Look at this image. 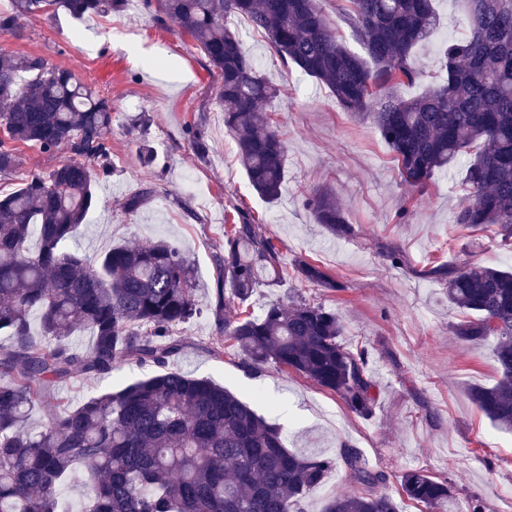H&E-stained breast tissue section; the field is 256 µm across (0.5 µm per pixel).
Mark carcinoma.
<instances>
[{"label": "carcinoma", "mask_w": 512, "mask_h": 512, "mask_svg": "<svg viewBox=\"0 0 512 512\" xmlns=\"http://www.w3.org/2000/svg\"><path fill=\"white\" fill-rule=\"evenodd\" d=\"M343 19L364 54L330 30L319 0H143L190 35L218 74L224 127L237 143L251 188L267 203L285 182L286 145L265 105L277 87L260 74L235 25L244 19L285 65L325 86L346 112L371 118L400 176L424 194L433 175L463 152L473 155L456 223L497 227L512 245V0H460L465 32L448 39L440 71L420 95L397 89L425 77L416 50L440 23L435 0H348ZM0 31L18 34L21 19L63 11L75 19L119 11L126 0H8ZM112 101L40 56L0 52V175L18 165L15 144L70 159L33 174L0 195V512H72L60 487L89 489L79 512H305L306 495L343 463L355 490L323 512H401L378 489L387 477L355 448L305 456L286 447L282 429L208 378L168 368L182 349L173 330L200 314L193 268L174 242L118 245L91 260L73 247L96 203L95 182L112 174L107 139ZM96 160L100 173L84 160ZM335 235L353 233L336 195L307 202ZM210 310L224 345L255 366L300 374L336 394L355 414L376 404L365 346L342 341L336 312L299 298L247 311L257 288L280 275L281 256L244 213L224 225V253ZM298 276L334 291L336 281L300 260ZM448 302L471 315L454 336L477 344L493 336L499 380L475 387L478 409L512 430V270L438 264ZM37 319L40 333L32 331ZM496 325L490 332L489 325ZM87 330L92 343L69 341ZM133 358L157 371L117 392L90 396L75 408H49L37 429L24 427L42 405L46 383L75 374L105 378ZM400 496L425 512H448V482L420 470L402 475Z\"/></svg>", "instance_id": "1"}]
</instances>
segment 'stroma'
<instances>
[{
    "mask_svg": "<svg viewBox=\"0 0 512 512\" xmlns=\"http://www.w3.org/2000/svg\"><path fill=\"white\" fill-rule=\"evenodd\" d=\"M436 9L441 23L417 51L428 73L437 71L442 45L463 31L458 0H436ZM238 28L245 49L280 88L268 110L287 145V176L273 203L251 189L237 160L217 98V73L174 21H157L139 0H129L112 15H37L22 20L20 35L0 33V49L42 56L112 102L113 173L96 182L98 203L79 230L78 246L90 256L158 239L181 246L193 262L203 311L176 328L182 350L171 368L211 378L242 397L283 427L290 451L334 455L346 444L387 474L390 495H397L403 472L421 469L448 481L459 512L474 497L489 512H512V431L494 425L469 395L471 387L498 378L495 341L455 339L451 328L464 315L449 303L445 284L429 274L448 261L512 268L511 245L490 230L456 222L469 155L437 173L426 194L411 197L370 121L343 111L326 87L284 66L246 23ZM194 128L205 135L206 154L194 149ZM17 155L15 173L0 176L1 193L68 157L62 147L50 155L29 145L18 146ZM326 187L336 192L352 236L332 234L306 206L307 197ZM135 194L142 202L131 212L125 202ZM241 211L273 239L283 265L279 283L258 288L251 306L301 296L336 311L343 341L369 349L377 384L371 415L354 414L337 395L295 373L253 367L232 347L212 352L215 331L204 308L216 257L224 251V227ZM391 248L402 256L399 266L385 256ZM300 259L335 278L339 291L298 280L293 265ZM150 372L123 359L107 379L80 374L47 384L44 401L73 408Z\"/></svg>",
    "mask_w": 512,
    "mask_h": 512,
    "instance_id": "obj_1",
    "label": "stroma"
}]
</instances>
